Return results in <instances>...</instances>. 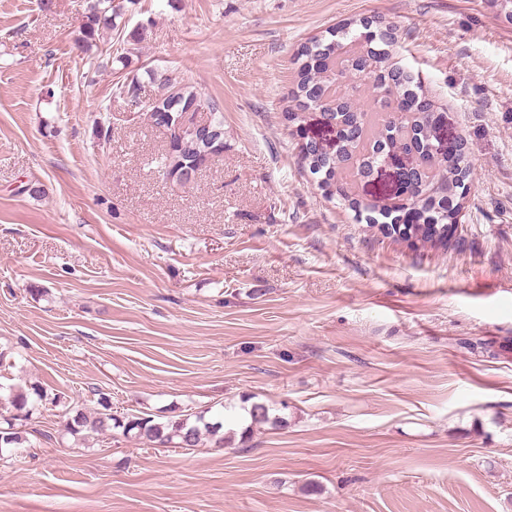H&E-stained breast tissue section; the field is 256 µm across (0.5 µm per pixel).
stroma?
Returning a JSON list of instances; mask_svg holds the SVG:
<instances>
[{"instance_id": "obj_1", "label": "stroma", "mask_w": 512, "mask_h": 512, "mask_svg": "<svg viewBox=\"0 0 512 512\" xmlns=\"http://www.w3.org/2000/svg\"><path fill=\"white\" fill-rule=\"evenodd\" d=\"M115 2L124 27L85 50V0H0V399L63 396L0 460V512H512V24L487 0ZM363 17L467 144L447 246L384 236L298 162L332 135L285 121L291 59ZM156 72L224 116L186 185L157 173L168 131L114 95H160ZM103 396L249 436L63 434Z\"/></svg>"}]
</instances>
